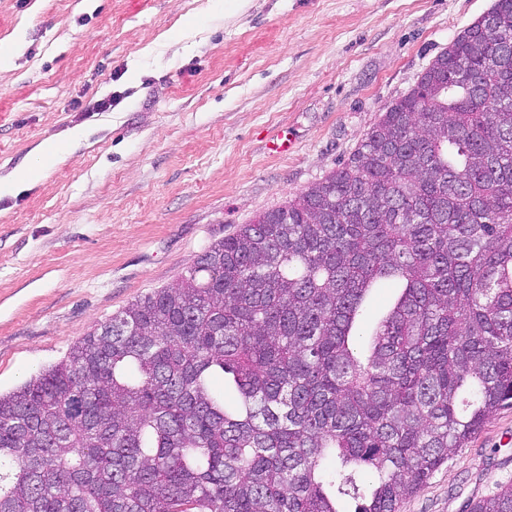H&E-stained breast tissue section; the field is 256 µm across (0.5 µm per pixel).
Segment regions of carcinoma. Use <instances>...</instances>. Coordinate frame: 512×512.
<instances>
[{
  "instance_id": "obj_1",
  "label": "carcinoma",
  "mask_w": 512,
  "mask_h": 512,
  "mask_svg": "<svg viewBox=\"0 0 512 512\" xmlns=\"http://www.w3.org/2000/svg\"><path fill=\"white\" fill-rule=\"evenodd\" d=\"M489 14L347 161L0 393V512H398L512 407V0ZM399 291L393 284H386L381 288L372 290L367 301L366 324L360 328V333L366 334L368 327L374 325L377 320L387 313Z\"/></svg>"
}]
</instances>
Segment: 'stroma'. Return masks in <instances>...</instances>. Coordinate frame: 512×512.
Returning <instances> with one entry per match:
<instances>
[{"instance_id": "35a3bbf8", "label": "stroma", "mask_w": 512, "mask_h": 512, "mask_svg": "<svg viewBox=\"0 0 512 512\" xmlns=\"http://www.w3.org/2000/svg\"><path fill=\"white\" fill-rule=\"evenodd\" d=\"M493 2L0 0V182L39 175L0 195V391L346 161ZM509 485L504 409L399 512Z\"/></svg>"}]
</instances>
